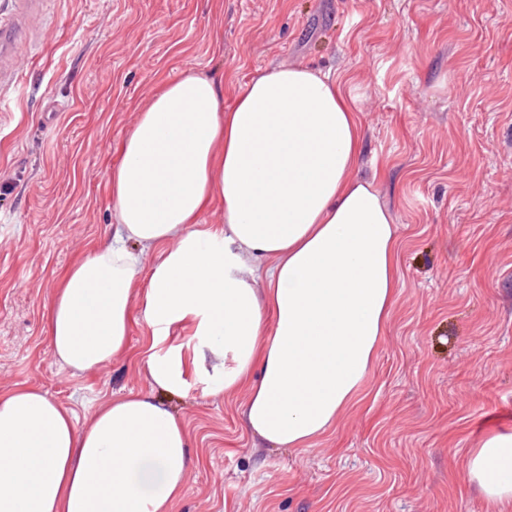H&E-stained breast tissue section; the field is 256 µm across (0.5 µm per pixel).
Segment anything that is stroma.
Instances as JSON below:
<instances>
[{
	"label": "stroma",
	"mask_w": 512,
	"mask_h": 512,
	"mask_svg": "<svg viewBox=\"0 0 512 512\" xmlns=\"http://www.w3.org/2000/svg\"><path fill=\"white\" fill-rule=\"evenodd\" d=\"M0 112V392L35 387L89 419L151 388L128 349L75 372L46 310L64 272L109 240V171L155 88L220 71L232 105L278 66L331 73L361 119V178L395 219L400 284L371 371L309 447H254L245 391L209 394L186 324L168 404L194 465L172 512H512L466 460L512 432V0H52Z\"/></svg>",
	"instance_id": "stroma-1"
}]
</instances>
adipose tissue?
Masks as SVG:
<instances>
[{"mask_svg":"<svg viewBox=\"0 0 512 512\" xmlns=\"http://www.w3.org/2000/svg\"><path fill=\"white\" fill-rule=\"evenodd\" d=\"M163 84L109 174L111 239L74 263L47 308L55 357L87 372L122 354L133 305L154 336L192 323L213 393L246 389L253 440L304 448L357 397L400 283L399 244L375 180L356 174L362 129L340 84L302 66ZM221 208L224 222L202 223ZM160 247L144 270L140 248ZM151 389L86 423L41 391L0 393V512H171L192 463L165 404L180 353L142 349ZM467 474L512 503V432L473 449Z\"/></svg>","mask_w":512,"mask_h":512,"instance_id":"ef3b65f1","label":"adipose tissue"}]
</instances>
